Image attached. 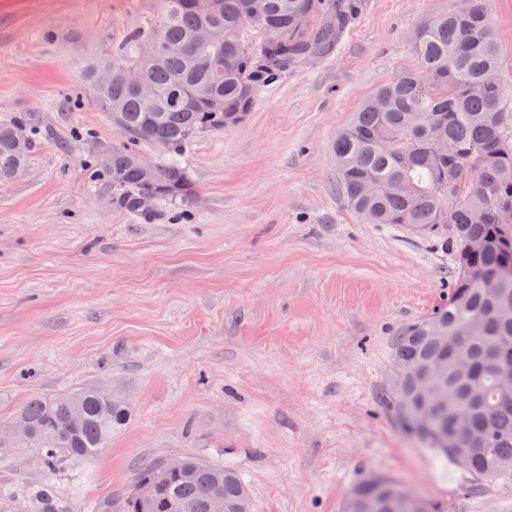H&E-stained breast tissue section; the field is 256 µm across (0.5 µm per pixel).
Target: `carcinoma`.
Returning <instances> with one entry per match:
<instances>
[{
  "label": "carcinoma",
  "instance_id": "carcinoma-1",
  "mask_svg": "<svg viewBox=\"0 0 512 512\" xmlns=\"http://www.w3.org/2000/svg\"><path fill=\"white\" fill-rule=\"evenodd\" d=\"M162 20L155 28H136L112 48L110 55L90 58L84 78L97 105L120 114L126 142L112 147L100 164L123 191L121 202L139 211L146 190L140 167L147 163L136 146L156 139L169 142L168 154L152 162L165 175L159 199L191 205L195 186L183 156L188 144L204 132L224 130V114L247 113L262 89L289 70L324 56L358 12L355 0H264L261 19L251 14L252 0H161ZM210 23L220 36L219 48L191 43L196 28ZM259 32L258 40L251 39ZM186 45L189 53H166L161 44ZM414 52L418 67L396 74L359 106L353 120L333 144L341 194L366 224H405L438 236L458 276L448 305L406 328L394 340V362H438L442 374L434 384L442 395L439 415L416 437L437 454L452 460L477 483L512 480V398L499 399L491 361L512 367V308L481 282L469 280L471 268L512 283V96L506 95L500 51L485 0H470L465 12L454 6L422 21L416 28ZM143 66V76L156 96L139 99L129 84L115 76L98 85L99 72ZM208 84L224 100V111L199 105L183 109L168 98L173 88L188 93ZM440 128L446 148L436 151L429 132ZM30 140L17 119L0 120V182L24 169ZM368 179L392 184L389 194L360 193ZM464 187L448 204V185ZM468 239L484 248L463 251ZM449 336H460L455 344ZM82 417L71 419L72 405ZM421 403L419 383L405 380L390 398L397 423L407 432ZM469 415L470 429L481 442L470 444L450 433L454 417ZM127 417L124 408L98 388L36 394L13 413L8 425L26 423L29 437L14 439L0 456L28 449L39 457L48 476L65 464L98 456L112 430ZM245 486L230 468L194 457L172 476L154 512H168L171 503L207 512L219 488L224 502L235 504ZM398 483L378 476L357 486L358 499L387 495L384 512H416L394 496ZM23 498L33 512H74L71 498L51 480L30 485Z\"/></svg>",
  "mask_w": 512,
  "mask_h": 512
}]
</instances>
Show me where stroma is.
<instances>
[{"label": "stroma", "mask_w": 512, "mask_h": 512, "mask_svg": "<svg viewBox=\"0 0 512 512\" xmlns=\"http://www.w3.org/2000/svg\"><path fill=\"white\" fill-rule=\"evenodd\" d=\"M512 77V0H486ZM448 0H360L333 50L260 92L185 159L198 201L132 215L97 162L122 135L82 80L90 54L160 21L159 0H0V118L26 169L0 183V419L96 386L125 406L102 454L59 472L77 512L120 505L149 461L235 469L253 512H348L398 481L425 512H512V485L448 482L386 405L393 339L448 297L439 240L366 224L331 145L360 102L415 67L411 35ZM398 483L392 479L385 477H375L372 480L364 481L357 486L353 496H356L359 500L368 498L377 494H386L387 503L386 509L381 512H422L419 505L416 508H405L402 503L394 496L396 490H398ZM420 508V511H416Z\"/></svg>", "instance_id": "35a3bbf8"}]
</instances>
